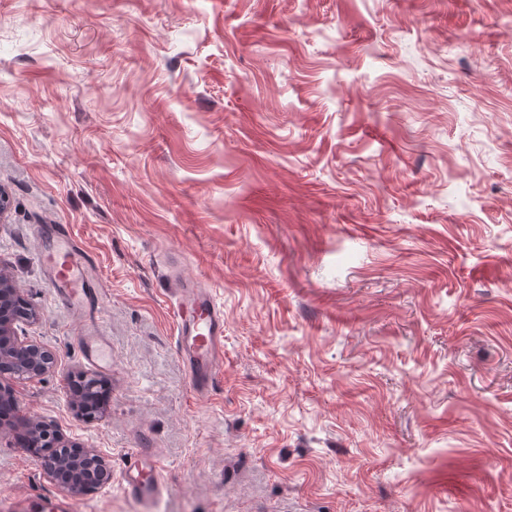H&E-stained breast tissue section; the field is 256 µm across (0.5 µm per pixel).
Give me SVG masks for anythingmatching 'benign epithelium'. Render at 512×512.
I'll use <instances>...</instances> for the list:
<instances>
[{
	"label": "benign epithelium",
	"instance_id": "1",
	"mask_svg": "<svg viewBox=\"0 0 512 512\" xmlns=\"http://www.w3.org/2000/svg\"><path fill=\"white\" fill-rule=\"evenodd\" d=\"M38 313L21 296L9 277L0 273V378L29 380L48 372L55 359L46 347L25 341L17 335L16 325L37 319ZM34 436L54 449V460L43 465L45 473L58 487L70 493L88 490L85 480L88 467L98 466V486L112 482V470L105 458L93 448H79L58 431L32 423Z\"/></svg>",
	"mask_w": 512,
	"mask_h": 512
}]
</instances>
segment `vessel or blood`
I'll use <instances>...</instances> for the list:
<instances>
[{
  "label": "vessel or blood",
  "mask_w": 512,
  "mask_h": 512,
  "mask_svg": "<svg viewBox=\"0 0 512 512\" xmlns=\"http://www.w3.org/2000/svg\"><path fill=\"white\" fill-rule=\"evenodd\" d=\"M41 262L59 297L83 319L82 340L87 360L109 365L111 349L97 327L102 304L98 264L72 236L67 225L52 224L43 241ZM176 348L187 370L194 393L207 394L214 387L217 364L224 355V310L209 288L198 281L180 280L175 288ZM158 455L146 448L131 449L125 456L121 488L145 512L165 492L159 478ZM14 512H78L76 502L47 499L33 503L16 498Z\"/></svg>",
  "instance_id": "obj_1"
}]
</instances>
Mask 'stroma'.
Masks as SVG:
<instances>
[{
    "instance_id": "35a3bbf8",
    "label": "stroma",
    "mask_w": 512,
    "mask_h": 512,
    "mask_svg": "<svg viewBox=\"0 0 512 512\" xmlns=\"http://www.w3.org/2000/svg\"><path fill=\"white\" fill-rule=\"evenodd\" d=\"M0 270L56 356L14 382L0 512L62 498L29 421L99 450L81 512H512V0H0ZM68 225L112 365L36 249ZM224 309L192 392L169 272ZM108 400L78 415L71 385ZM161 464L158 455L149 448H132L125 456L121 488L129 497L149 511L166 491L159 478Z\"/></svg>"
}]
</instances>
